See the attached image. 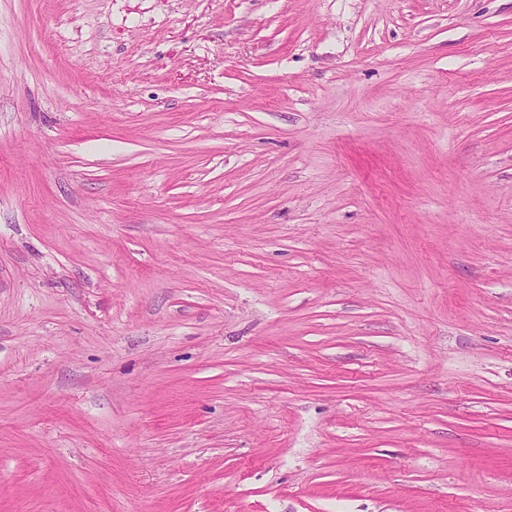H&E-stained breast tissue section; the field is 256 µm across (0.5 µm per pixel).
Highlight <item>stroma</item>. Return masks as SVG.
I'll return each mask as SVG.
<instances>
[{
  "mask_svg": "<svg viewBox=\"0 0 512 512\" xmlns=\"http://www.w3.org/2000/svg\"><path fill=\"white\" fill-rule=\"evenodd\" d=\"M0 512H512V0H0Z\"/></svg>",
  "mask_w": 512,
  "mask_h": 512,
  "instance_id": "obj_1",
  "label": "stroma"
}]
</instances>
